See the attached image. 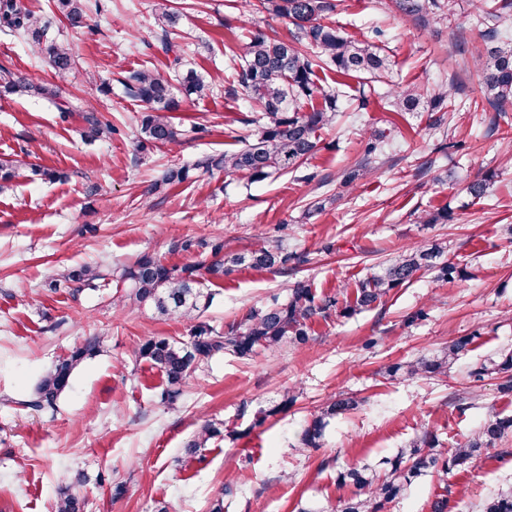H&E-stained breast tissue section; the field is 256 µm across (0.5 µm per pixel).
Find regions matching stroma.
Here are the masks:
<instances>
[{
    "instance_id": "stroma-1",
    "label": "stroma",
    "mask_w": 512,
    "mask_h": 512,
    "mask_svg": "<svg viewBox=\"0 0 512 512\" xmlns=\"http://www.w3.org/2000/svg\"><path fill=\"white\" fill-rule=\"evenodd\" d=\"M21 2L70 44L77 66L58 81L27 44L0 34V70L57 88L59 100L94 103L114 131L89 143L80 113L42 98L0 97V159L56 173L0 193V512H55L65 481L88 500L87 512H211L219 497L224 512H335L354 492L338 481L341 470L366 464L388 473L389 459L426 429L447 456L492 415L512 416V395L498 391L494 376L474 374L512 349V111L493 129L489 113L474 106L481 91L472 53L484 38L473 13L463 7L451 22L426 26L389 0H341L331 22L357 38L380 29L395 85L432 90L455 75L464 92L437 131L427 112L385 110V85L361 108L357 79L341 87L334 71L321 72L319 88L339 98L335 123L317 133V152L297 171L250 183L196 164L239 149L255 131L251 103L228 90L226 46L259 29L288 37V20L250 11L243 0H171L181 15L173 40L188 48L183 66L214 90L175 112L178 142L144 148L143 107L124 98L116 80L129 69L168 73L153 46L157 0H96L83 28L63 21L53 0ZM369 130L385 135L376 167L355 189L343 188ZM174 165L192 167L191 180L151 192ZM486 170L497 179L492 196L478 201L466 186ZM444 208L451 222L419 223ZM282 226L294 256L287 272L234 267L212 286L200 322L221 327L249 308L286 302L297 281L322 297L354 293L371 267L435 242L467 277L418 273L374 308L317 320L298 349L215 355L168 408L162 373L134 348L150 337L188 340L191 324L122 305L129 288L117 272L145 254L179 267L197 262V253L172 250L177 237H218L241 251L280 237ZM83 264L99 267L101 279L80 287L63 281L64 269ZM90 336L100 337V349L55 410L27 408L42 374ZM459 336L473 342L447 377H383L386 366L436 353ZM287 392L293 404L257 423V411ZM341 393L362 405L329 419L321 447H303L304 427ZM209 420L223 435L187 455V442ZM228 482L234 492L226 497ZM510 486L512 436L448 477L419 476L385 512H431L444 493L454 512H477Z\"/></svg>"
}]
</instances>
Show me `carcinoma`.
I'll return each mask as SVG.
<instances>
[{
	"mask_svg": "<svg viewBox=\"0 0 512 512\" xmlns=\"http://www.w3.org/2000/svg\"><path fill=\"white\" fill-rule=\"evenodd\" d=\"M403 14L424 22L442 24L452 14L448 0H390ZM246 5L259 11L265 4L271 11L293 25L290 37L282 38L277 32L259 30L240 51L229 50L227 59L232 66V78L260 114V129L243 147L233 152L210 155L199 162L207 170H222L227 175H241L251 182L262 181L275 173L297 169L318 146L317 132L335 119L337 95H323L319 107L303 110L304 101L318 92L315 69L328 68L344 77H355L359 83L379 82L390 69L389 57L381 45L369 38H353L336 26L323 22L336 11L337 0H245ZM59 14L74 28L86 26L89 0H54ZM471 9L484 21L486 48L474 57V68L482 92V101L493 111L506 113L512 106V38L503 30V22L512 17V0H469ZM157 47L165 55H173L171 70L174 76L166 78L149 69H132L117 79L124 97L142 103L144 111L139 124V141L153 146L170 144L178 140L179 128L170 113L180 107L176 93L190 98H204L213 91L206 78L180 70L181 48L169 38L178 24V16L162 0L154 16ZM0 33L21 38L33 53L45 60L55 76L63 80L75 65L69 45L49 33L47 25L17 0H0ZM461 84L455 78L443 82L437 91L426 94L417 86L400 87L386 95V105L403 115L423 108L435 113L432 127L445 122V112L453 106ZM0 95L47 98L61 112L73 108L57 102V91L34 82L23 74L8 70L0 72ZM86 124L83 136L92 141L112 137V124L100 119L97 108L85 105L78 108ZM383 134L368 133L362 161L344 174L343 184L351 186L362 169L372 167L378 144ZM35 176L57 177L56 172L36 165L28 167L10 160H0V189ZM496 173L487 171L471 180L468 193L475 199L487 196ZM191 178V169L185 166L168 169L152 190L181 184ZM173 250L196 251L203 260L182 267L170 266L161 259L144 255L133 265L124 268L120 279L131 283L126 300L138 306H151L162 316L195 320L212 298L208 282L220 279L229 267L247 265L257 270L282 271L291 256L280 238L268 239L258 247L243 252L224 251L219 239L182 237L173 242ZM444 248L434 243L428 248L407 251L395 261L380 266L357 285L354 296L319 301L312 288L297 281L291 288L286 303L274 302L262 308H252L242 317L222 329L197 324L186 342L165 338L148 339L138 344L135 355L158 368L167 382L162 401L175 404L180 387L198 364L214 355L230 351L239 357H248L258 348L288 346L298 348L308 343L309 322L315 317L327 318L331 313L341 317L370 309L381 303L393 289L407 285L421 270H433L437 278L446 280L463 271L447 262L439 263ZM62 277L73 283L90 282L98 272L81 266L68 269ZM471 338L463 336L448 343L429 357L412 362L395 363L386 368V375L429 377L446 376L451 366L469 351ZM99 339L92 336L83 346L58 360L41 377L34 399L25 402L33 410L56 406L59 396L69 387L76 368L97 350ZM494 372L502 375L500 390L512 392V352L502 355L494 364ZM293 395L286 392L275 406L259 411L260 424L288 408ZM362 400L354 395H341L322 408L304 429L301 444L306 448L320 447L326 420L357 409ZM512 434V418L494 416L450 456L441 457L435 451L436 435L425 429L409 447L402 448L391 461L389 474L381 478L369 467H350L339 472L338 479L355 488V494L337 512H383L386 504L404 495L412 480L424 473L443 476L480 456L484 450ZM221 435V428L213 422L204 423L194 439L185 448L194 455L207 443ZM56 512H80L79 498L71 484L60 486ZM480 512H512V489L503 490L481 505Z\"/></svg>",
	"mask_w": 512,
	"mask_h": 512,
	"instance_id": "carcinoma-1",
	"label": "carcinoma"
}]
</instances>
